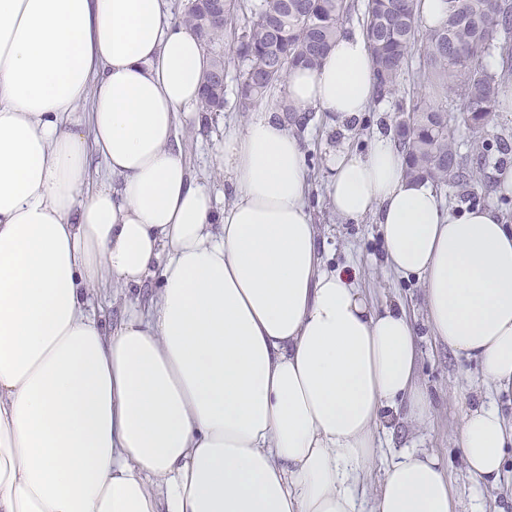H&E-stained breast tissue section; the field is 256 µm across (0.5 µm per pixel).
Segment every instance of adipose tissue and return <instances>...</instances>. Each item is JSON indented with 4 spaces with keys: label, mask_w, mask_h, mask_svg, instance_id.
Masks as SVG:
<instances>
[{
    "label": "adipose tissue",
    "mask_w": 512,
    "mask_h": 512,
    "mask_svg": "<svg viewBox=\"0 0 512 512\" xmlns=\"http://www.w3.org/2000/svg\"><path fill=\"white\" fill-rule=\"evenodd\" d=\"M206 63L167 0H0V512H457L447 459L383 454L393 414L433 416L415 328L355 266L322 268L287 114L374 105L364 35L225 127L221 208L177 138ZM404 169L380 133L339 150L330 203L373 216L435 341L477 362L487 393L457 453L495 487L512 477V225L446 210ZM155 274L149 304L103 329L92 294Z\"/></svg>",
    "instance_id": "ef3b65f1"
}]
</instances>
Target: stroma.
Segmentation results:
<instances>
[{"instance_id": "1", "label": "stroma", "mask_w": 512, "mask_h": 512, "mask_svg": "<svg viewBox=\"0 0 512 512\" xmlns=\"http://www.w3.org/2000/svg\"><path fill=\"white\" fill-rule=\"evenodd\" d=\"M218 48L225 61L226 107L213 121L199 128L179 130L178 135L185 163L199 182L220 200L224 197V173L219 148L224 142V127L242 122L245 115L237 107L236 91L242 65L235 56L232 38H225ZM423 69L422 55L412 51L395 93L378 99L370 111L344 124H332L325 113L308 112L299 134L306 154L307 206L324 241L325 266L355 264L359 285L373 302L379 306L395 301L403 303L417 329L421 347L420 379L431 396L435 413L417 430L411 429L403 416H395L384 447L393 452L418 448L447 456L457 445L461 404L483 391L482 377L476 365L434 342L425 322L423 290L417 283L399 279L384 268L383 242L373 218L351 222L337 215L329 204L330 154L342 148L367 153L376 133L394 132L399 106L410 105L426 94L418 80ZM486 137L494 145L505 142L508 153L495 148L489 152L481 181L471 191L462 193L442 185L438 192L446 205L489 207L504 223L512 224V190L505 188L499 179L500 173L512 171V112L496 113ZM450 481L460 502V512H470L475 504L481 505L484 512H512V489L477 486L458 465L451 468Z\"/></svg>"}]
</instances>
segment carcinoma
<instances>
[{
  "mask_svg": "<svg viewBox=\"0 0 512 512\" xmlns=\"http://www.w3.org/2000/svg\"><path fill=\"white\" fill-rule=\"evenodd\" d=\"M448 18L433 28L422 25L419 0H365L363 29L373 55L378 96L395 93L412 47L425 57L429 98L408 108L396 125L405 150L406 176L417 181L466 186L477 181L487 152L484 129L499 106V94L512 77V5L505 0H447ZM186 0L184 26L208 47L229 33L244 66L237 87L238 107L247 112L284 81L288 71L318 67L343 30L348 0H260L256 20L241 22L238 0ZM494 53L507 62L492 73L484 59ZM224 56H210L198 111L207 118L224 110ZM462 107L448 111L443 100ZM469 131L475 152L461 153L460 129Z\"/></svg>",
  "mask_w": 512,
  "mask_h": 512,
  "instance_id": "cac0c4a2",
  "label": "carcinoma"
}]
</instances>
